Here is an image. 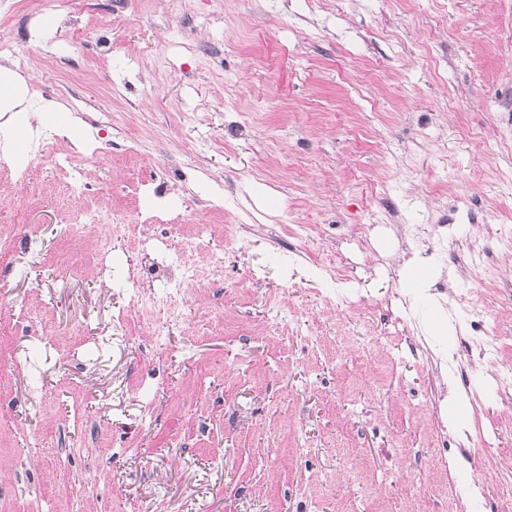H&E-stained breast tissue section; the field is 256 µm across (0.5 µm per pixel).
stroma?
I'll list each match as a JSON object with an SVG mask.
<instances>
[{
	"label": "stroma",
	"instance_id": "stroma-1",
	"mask_svg": "<svg viewBox=\"0 0 512 512\" xmlns=\"http://www.w3.org/2000/svg\"><path fill=\"white\" fill-rule=\"evenodd\" d=\"M35 2L0 56V512H501L462 490L512 468V388L464 338L512 344V249L466 255L512 234V0ZM162 180L186 217L150 227ZM149 242L201 278L137 307ZM16 88L13 73L9 67L0 65V106L4 112L14 108L16 103Z\"/></svg>",
	"mask_w": 512,
	"mask_h": 512
}]
</instances>
